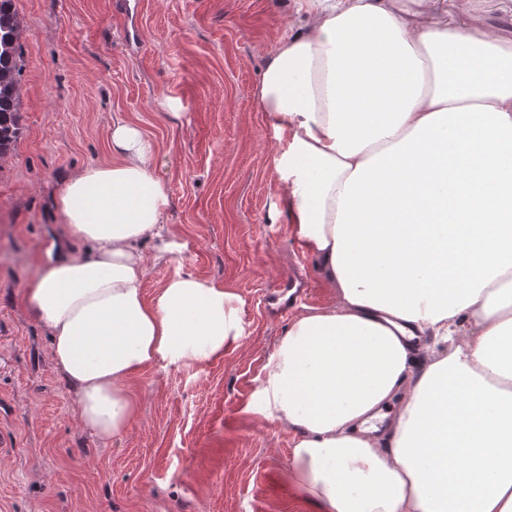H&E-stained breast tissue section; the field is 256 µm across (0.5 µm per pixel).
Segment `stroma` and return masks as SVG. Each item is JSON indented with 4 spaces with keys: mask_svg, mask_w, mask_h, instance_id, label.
<instances>
[{
    "mask_svg": "<svg viewBox=\"0 0 512 512\" xmlns=\"http://www.w3.org/2000/svg\"><path fill=\"white\" fill-rule=\"evenodd\" d=\"M24 24L22 136L0 162V512H319L289 477L293 434L248 410L289 318L266 303L304 264L308 307L329 305L290 231L256 95L295 0H15ZM120 115L157 145L179 265L150 263L146 296L176 268L244 302L246 334L204 363L136 372L138 417L121 438L85 432L24 287L57 250L53 198L107 164Z\"/></svg>",
    "mask_w": 512,
    "mask_h": 512,
    "instance_id": "stroma-1",
    "label": "stroma"
}]
</instances>
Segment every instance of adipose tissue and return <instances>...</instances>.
Returning a JSON list of instances; mask_svg holds the SVG:
<instances>
[{
  "instance_id": "1",
  "label": "adipose tissue",
  "mask_w": 512,
  "mask_h": 512,
  "mask_svg": "<svg viewBox=\"0 0 512 512\" xmlns=\"http://www.w3.org/2000/svg\"><path fill=\"white\" fill-rule=\"evenodd\" d=\"M257 94L284 141L292 232L335 289L298 314L248 409L293 433L320 512H512V39L448 0H299ZM115 163L69 175L68 242L27 281L82 429L137 416L128 380L223 354L238 295L178 270L155 143L113 116ZM395 408L379 435L375 419ZM145 252L148 258L147 263L149 273L146 281L145 294L148 299L156 296V293L167 280L177 270V264L155 263L153 260L154 250L150 244L145 246Z\"/></svg>"
}]
</instances>
